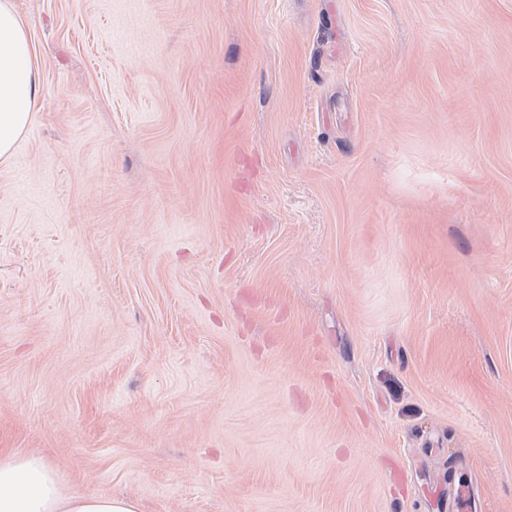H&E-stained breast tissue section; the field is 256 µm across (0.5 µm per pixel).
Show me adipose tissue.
Masks as SVG:
<instances>
[{
	"instance_id": "1",
	"label": "adipose tissue",
	"mask_w": 512,
	"mask_h": 512,
	"mask_svg": "<svg viewBox=\"0 0 512 512\" xmlns=\"http://www.w3.org/2000/svg\"><path fill=\"white\" fill-rule=\"evenodd\" d=\"M42 92L29 26L14 0H0V161L34 118ZM0 512H141L137 500L81 492L46 457L0 451Z\"/></svg>"
}]
</instances>
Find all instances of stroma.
<instances>
[{
  "label": "stroma",
  "instance_id": "35a3bbf8",
  "mask_svg": "<svg viewBox=\"0 0 512 512\" xmlns=\"http://www.w3.org/2000/svg\"><path fill=\"white\" fill-rule=\"evenodd\" d=\"M0 450L143 512H512V0H15ZM42 92L29 26L14 0L0 1V161L31 125Z\"/></svg>",
  "mask_w": 512,
  "mask_h": 512
}]
</instances>
